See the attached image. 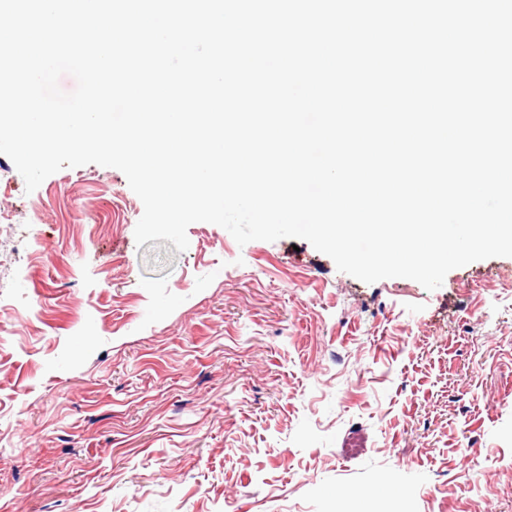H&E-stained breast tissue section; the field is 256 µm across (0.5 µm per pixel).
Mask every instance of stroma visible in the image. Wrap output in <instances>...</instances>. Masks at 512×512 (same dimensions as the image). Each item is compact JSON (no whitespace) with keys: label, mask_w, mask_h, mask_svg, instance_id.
<instances>
[{"label":"stroma","mask_w":512,"mask_h":512,"mask_svg":"<svg viewBox=\"0 0 512 512\" xmlns=\"http://www.w3.org/2000/svg\"><path fill=\"white\" fill-rule=\"evenodd\" d=\"M142 214L0 155V512H512V257L368 284Z\"/></svg>","instance_id":"1"}]
</instances>
